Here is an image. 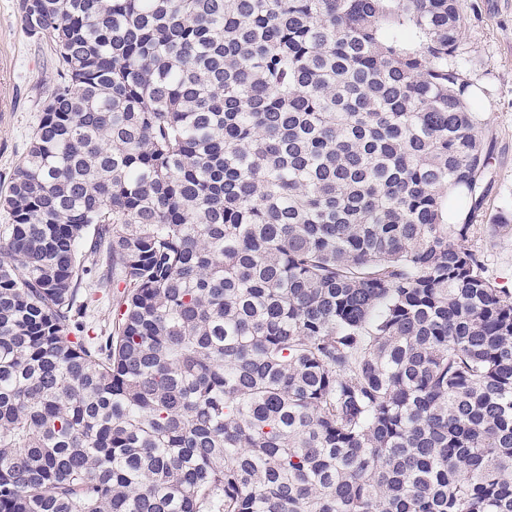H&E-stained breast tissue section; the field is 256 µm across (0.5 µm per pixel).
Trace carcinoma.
I'll list each match as a JSON object with an SVG mask.
<instances>
[{
  "instance_id": "carcinoma-1",
  "label": "carcinoma",
  "mask_w": 512,
  "mask_h": 512,
  "mask_svg": "<svg viewBox=\"0 0 512 512\" xmlns=\"http://www.w3.org/2000/svg\"><path fill=\"white\" fill-rule=\"evenodd\" d=\"M19 11L57 79L0 192V512H512L464 0ZM85 319L96 328L97 332L101 329L103 331L108 329L112 320V309L107 298H105L102 293L93 292Z\"/></svg>"
}]
</instances>
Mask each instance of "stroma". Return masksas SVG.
I'll list each match as a JSON object with an SVG mask.
<instances>
[{
  "instance_id": "stroma-1",
  "label": "stroma",
  "mask_w": 512,
  "mask_h": 512,
  "mask_svg": "<svg viewBox=\"0 0 512 512\" xmlns=\"http://www.w3.org/2000/svg\"><path fill=\"white\" fill-rule=\"evenodd\" d=\"M456 65L492 151L481 225L470 244L487 275L512 289V236H494L484 227L495 214L512 212V0H466ZM55 80L49 44L27 36L18 0H0V100L6 103L0 111V190L27 153Z\"/></svg>"
}]
</instances>
